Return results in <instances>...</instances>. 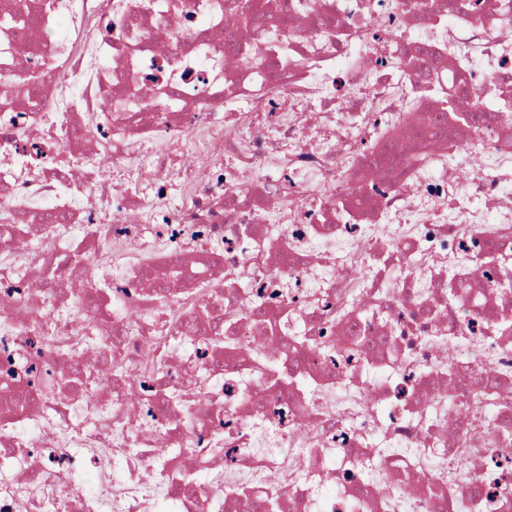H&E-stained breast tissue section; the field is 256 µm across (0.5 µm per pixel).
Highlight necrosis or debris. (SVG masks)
<instances>
[{
    "label": "necrosis or debris",
    "mask_w": 512,
    "mask_h": 512,
    "mask_svg": "<svg viewBox=\"0 0 512 512\" xmlns=\"http://www.w3.org/2000/svg\"><path fill=\"white\" fill-rule=\"evenodd\" d=\"M503 99L512 0H27L0 512H512Z\"/></svg>",
    "instance_id": "necrosis-or-debris-1"
}]
</instances>
